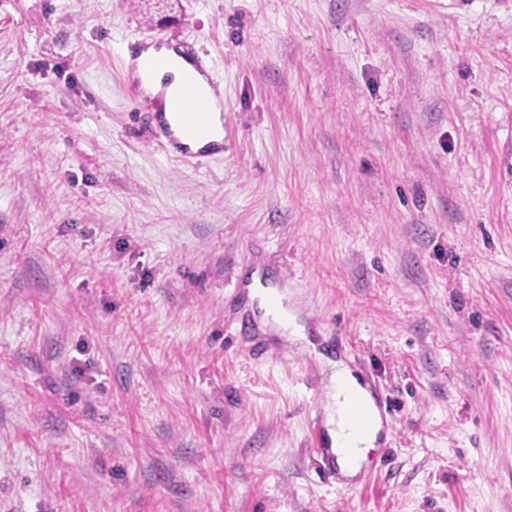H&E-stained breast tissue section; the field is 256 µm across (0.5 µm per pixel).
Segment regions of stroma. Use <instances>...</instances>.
<instances>
[{
	"label": "stroma",
	"mask_w": 512,
	"mask_h": 512,
	"mask_svg": "<svg viewBox=\"0 0 512 512\" xmlns=\"http://www.w3.org/2000/svg\"><path fill=\"white\" fill-rule=\"evenodd\" d=\"M147 36L223 156L148 135ZM256 270L392 402L367 483ZM0 512H512V0H0ZM202 82L201 91L203 95L209 100L213 109V118H214V126H213V138L212 140L220 141L222 135L224 133V109L223 112L220 113L219 108V95L214 88H212L202 77H200ZM222 117V119H221ZM222 124V126H221ZM223 128V131H222Z\"/></svg>",
	"instance_id": "35a3bbf8"
}]
</instances>
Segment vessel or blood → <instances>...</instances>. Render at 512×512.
<instances>
[{
    "label": "vessel or blood",
    "mask_w": 512,
    "mask_h": 512,
    "mask_svg": "<svg viewBox=\"0 0 512 512\" xmlns=\"http://www.w3.org/2000/svg\"><path fill=\"white\" fill-rule=\"evenodd\" d=\"M184 58L193 61L194 74L188 75L182 82L176 95H169L166 90L154 92L143 91L140 81H131L130 87L141 102L142 108L151 115L154 124L152 134L158 140L171 160L180 163H192L196 152L190 148L191 143L206 141V155L223 154L224 146L210 142L212 133V112L209 103L200 93L198 77L206 73L207 68L202 57L193 54L191 48H184ZM178 114L181 119L179 130H172L166 120L167 114ZM373 416L363 401H352L350 406V427L354 434L370 430Z\"/></svg>",
    "instance_id": "vessel-or-blood-1"
}]
</instances>
